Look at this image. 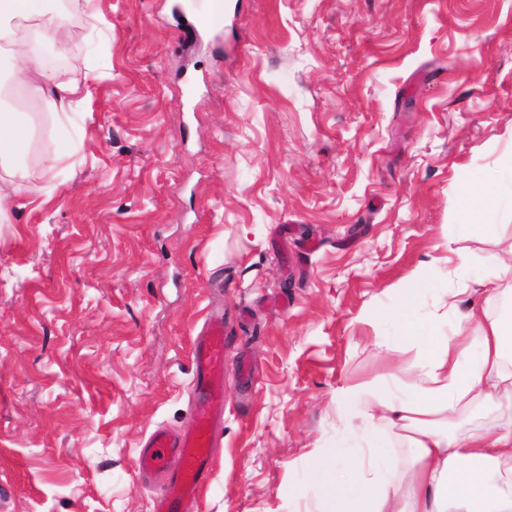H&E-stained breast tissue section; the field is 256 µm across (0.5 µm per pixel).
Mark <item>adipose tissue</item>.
Masks as SVG:
<instances>
[{"label": "adipose tissue", "instance_id": "ef3b65f1", "mask_svg": "<svg viewBox=\"0 0 512 512\" xmlns=\"http://www.w3.org/2000/svg\"><path fill=\"white\" fill-rule=\"evenodd\" d=\"M91 0H0V76L16 88H34L48 116L0 113V221L20 207L34 177L29 159L42 139H59L79 108L77 88L43 64L38 39L64 44L73 9ZM416 277L399 289L396 312L405 321L392 342L381 344L385 377L350 380L336 390V418L391 449L389 464L361 454L345 470L328 448L309 452L323 478L316 512H512V312L490 313L467 283L434 305ZM452 318V333L431 332ZM412 352V360L401 352ZM498 412L488 428L462 429L480 408Z\"/></svg>", "mask_w": 512, "mask_h": 512}]
</instances>
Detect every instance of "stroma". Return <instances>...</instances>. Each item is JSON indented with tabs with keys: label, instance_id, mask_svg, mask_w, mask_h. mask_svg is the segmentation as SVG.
<instances>
[{
	"label": "stroma",
	"instance_id": "obj_1",
	"mask_svg": "<svg viewBox=\"0 0 512 512\" xmlns=\"http://www.w3.org/2000/svg\"><path fill=\"white\" fill-rule=\"evenodd\" d=\"M193 47L167 0L70 17L89 90L52 181L0 223V512H152L140 442L192 423L224 320L196 512H306L336 390L385 374L396 291L478 287L512 237V0H236ZM202 77L193 100L185 79Z\"/></svg>",
	"mask_w": 512,
	"mask_h": 512
}]
</instances>
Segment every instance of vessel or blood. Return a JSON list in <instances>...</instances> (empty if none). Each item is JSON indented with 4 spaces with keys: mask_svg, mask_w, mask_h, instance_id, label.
<instances>
[{
    "mask_svg": "<svg viewBox=\"0 0 512 512\" xmlns=\"http://www.w3.org/2000/svg\"><path fill=\"white\" fill-rule=\"evenodd\" d=\"M224 23V0H209L195 20L179 23L175 37L182 43L200 40L201 32ZM193 393L197 403L193 424L185 431L164 427L152 430L141 443L139 466L148 473L177 458L165 494L156 499L154 512H194L200 491L211 475V459L217 430L224 420V325L206 323L195 339Z\"/></svg>",
    "mask_w": 512,
    "mask_h": 512,
    "instance_id": "obj_1",
    "label": "vessel or blood"
}]
</instances>
